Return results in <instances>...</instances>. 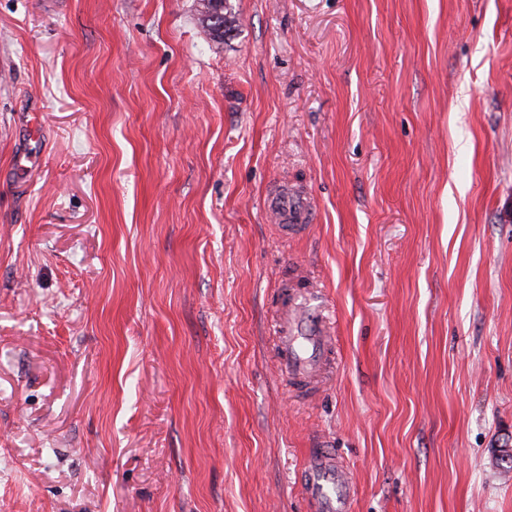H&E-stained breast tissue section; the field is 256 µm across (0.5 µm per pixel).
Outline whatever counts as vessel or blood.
Instances as JSON below:
<instances>
[{"label":"vessel or blood","mask_w":512,"mask_h":512,"mask_svg":"<svg viewBox=\"0 0 512 512\" xmlns=\"http://www.w3.org/2000/svg\"><path fill=\"white\" fill-rule=\"evenodd\" d=\"M269 214L284 235L305 232L313 208L306 195L282 192L268 204ZM276 355L284 377L307 390L318 385L330 361V340L321 305L311 303L306 292L286 289L276 325ZM303 487L315 512H349L353 480L332 449H313L303 471Z\"/></svg>","instance_id":"1"}]
</instances>
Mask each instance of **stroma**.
<instances>
[{
    "label": "stroma",
    "mask_w": 512,
    "mask_h": 512,
    "mask_svg": "<svg viewBox=\"0 0 512 512\" xmlns=\"http://www.w3.org/2000/svg\"><path fill=\"white\" fill-rule=\"evenodd\" d=\"M230 3L0 0V512H512V0ZM205 1H213V0H198L197 2V14L198 21L202 25V27L208 32L210 39L213 42L221 43L224 41V36L227 35L231 30L236 27L237 18L231 11L228 12V1L227 0H214V1H222L220 11L222 14V19L218 22L205 21V11H201L200 8L203 7L204 10L207 6L204 4ZM203 16V18H202ZM269 214L279 224L286 237L305 232L312 222L313 208L305 194L289 189L275 197L268 204ZM276 325V355L284 377L309 390L322 381L330 361L328 328L320 303L288 281ZM289 288V289H288ZM302 482L316 512H349L353 480L332 448L313 449Z\"/></svg>",
    "instance_id": "35a3bbf8"
}]
</instances>
